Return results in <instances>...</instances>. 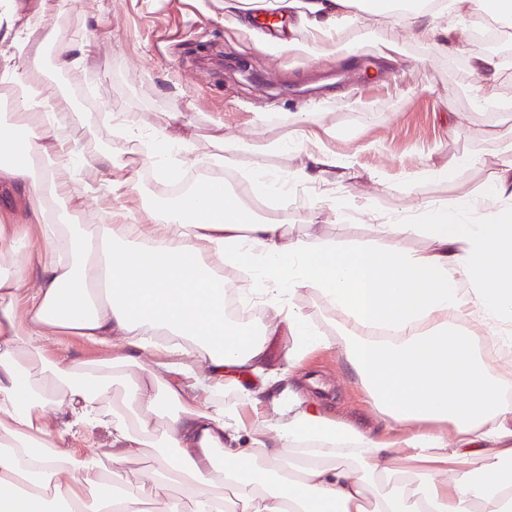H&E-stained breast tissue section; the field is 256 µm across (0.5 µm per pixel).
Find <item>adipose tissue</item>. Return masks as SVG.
<instances>
[{"label":"adipose tissue","mask_w":512,"mask_h":512,"mask_svg":"<svg viewBox=\"0 0 512 512\" xmlns=\"http://www.w3.org/2000/svg\"><path fill=\"white\" fill-rule=\"evenodd\" d=\"M387 17L450 51V14L512 27V0H385ZM371 0H306L300 26L324 45ZM0 9V83L24 111L0 116V188L25 197L0 211V512H512V405L502 374L479 353L469 322L512 323V127L483 195L426 205L417 223L378 225L387 247L315 245L277 219L249 212L229 190L223 153L180 198L147 207L146 224H80L76 182L110 173L83 161L72 123L31 96L47 47L71 65L55 30L17 25ZM313 136L303 183L344 179V164ZM174 129L145 157L176 182ZM428 238L429 251L400 239ZM249 276L240 322L227 312L224 271ZM317 295L337 325L313 329L294 300ZM296 341L284 366L265 367L267 339ZM108 350L107 359L50 360L47 337ZM317 350L338 351L384 423L367 432L336 419L288 382ZM142 377L133 371L143 358ZM120 403H113L114 384ZM237 391V405L223 402ZM109 428L112 445L82 442ZM156 449L136 480L125 464Z\"/></svg>","instance_id":"1"}]
</instances>
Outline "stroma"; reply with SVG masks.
<instances>
[{"mask_svg": "<svg viewBox=\"0 0 512 512\" xmlns=\"http://www.w3.org/2000/svg\"><path fill=\"white\" fill-rule=\"evenodd\" d=\"M225 0H44L32 22L78 30L71 47L88 43L92 52L76 67H59L54 51L43 59L44 84L65 99L77 124L79 143L90 157L111 154L110 180L76 184L78 214L90 220L102 208L116 211L117 223L140 218L137 188L159 200V184L148 163H136L137 141L112 133L100 115L128 113L145 136L165 131L172 114L182 116L189 140V171L208 173L215 150L211 134L224 128L223 175L257 215L285 221L291 236L316 243L338 235L347 246L385 241L377 218L413 217L425 201L466 198L479 202L497 167L498 130L512 126V53L503 69L496 106L474 97L478 78L471 61L480 50L470 16L455 18L462 34L446 53L392 19L361 16L324 48L305 47L297 9L283 11L278 29L248 21L246 29L224 24ZM402 43V53L384 59L380 41ZM462 112L457 130L448 128L449 110ZM305 112L309 130L324 133L326 145L347 163L343 184L327 191L292 182L307 163L310 145L284 114ZM290 141L291 149L263 156L237 148L238 140ZM468 159L467 167L441 178L430 165ZM261 168L289 177L278 201L249 192L247 172ZM370 200L371 213L333 221L332 194ZM299 381L310 395L326 400L337 418L373 432L384 427L365 402L355 377L346 375L338 353L320 351L302 363Z\"/></svg>", "mask_w": 512, "mask_h": 512, "instance_id": "35a3bbf8", "label": "stroma"}]
</instances>
